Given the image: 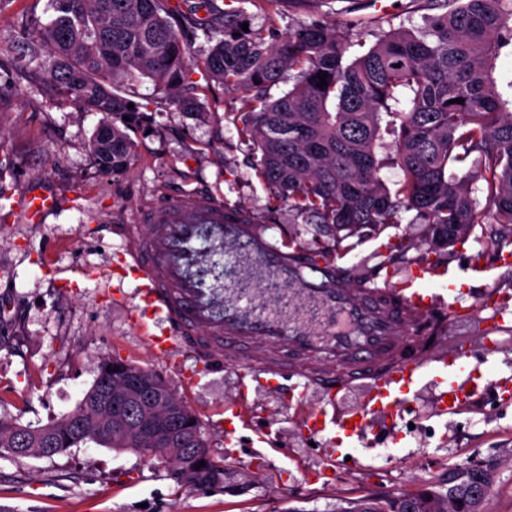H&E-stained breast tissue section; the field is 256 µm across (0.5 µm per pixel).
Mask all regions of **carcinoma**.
I'll list each match as a JSON object with an SVG mask.
<instances>
[{
  "label": "carcinoma",
  "mask_w": 512,
  "mask_h": 512,
  "mask_svg": "<svg viewBox=\"0 0 512 512\" xmlns=\"http://www.w3.org/2000/svg\"><path fill=\"white\" fill-rule=\"evenodd\" d=\"M167 0H50L49 22L25 33L30 60L45 78L85 112L101 115L89 151L104 175L128 172L136 160L128 130L145 114L121 95L145 78L175 99L180 111L200 114L204 103L182 93L186 72L202 65L216 81L242 94L232 123L253 146L254 171L288 199L305 224L343 231L399 223L426 225L424 244L441 248L475 224H512V96L499 91L495 60L512 53V0H436L442 12L416 28L379 34L366 51L327 21L300 25L282 39L242 30L244 11L224 12V23L201 26L214 44L193 55L167 19ZM328 74L321 85L317 74ZM292 75L288 92L272 100L268 88ZM462 98L458 104L455 99ZM129 120H124V117ZM393 136L390 142L384 135ZM384 156H379V152ZM391 164L401 179L390 191L380 170ZM465 168L463 176L451 172ZM482 181L489 209H477L469 178ZM139 381L144 400L169 393L179 425L167 441L151 442L133 428L116 429L102 407L103 391L118 395ZM160 455L191 473L190 450L222 473L191 410L158 374L107 358L75 408L38 428L0 419V449L16 457H51L81 443ZM476 478L459 469L413 492L364 498L338 512H480Z\"/></svg>",
  "instance_id": "1"
}]
</instances>
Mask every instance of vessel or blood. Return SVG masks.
<instances>
[{
  "instance_id": "vessel-or-blood-1",
  "label": "vessel or blood",
  "mask_w": 512,
  "mask_h": 512,
  "mask_svg": "<svg viewBox=\"0 0 512 512\" xmlns=\"http://www.w3.org/2000/svg\"><path fill=\"white\" fill-rule=\"evenodd\" d=\"M57 202L32 189L22 207L37 224ZM94 230L120 241L110 273L136 283L130 318L149 349L192 354L185 387L218 363L239 365L225 432L246 424L252 387L318 394L320 407L298 420L313 435L339 434L340 447L324 451L329 471L343 455L359 464L368 421L399 417L420 387H440L441 413L463 410L479 387L466 362L474 341L512 332V290L490 289L485 301L461 270L430 266L403 283L361 286L334 256L276 236L247 209L205 193L151 204L138 223L119 216ZM352 390L363 391L361 404L337 411L338 394Z\"/></svg>"
}]
</instances>
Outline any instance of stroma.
<instances>
[{"label": "stroma", "instance_id": "35a3bbf8", "mask_svg": "<svg viewBox=\"0 0 512 512\" xmlns=\"http://www.w3.org/2000/svg\"><path fill=\"white\" fill-rule=\"evenodd\" d=\"M253 28L271 25L287 34L315 20L336 23L353 43L370 47L382 30L421 25L430 0H236ZM49 0H11L0 13V417L33 428L70 411L94 383L105 359L133 362L161 375L196 415L203 437L222 466V488L197 491L176 477L161 456L81 444L53 457L0 453V512H338L347 502L409 492L446 476L470 459L493 472L482 512H512V334L481 371L478 395L461 412L434 414V390L424 387L409 403L398 431L381 427L361 472L343 483L323 474V449L296 423L294 411L273 396H251L250 428L233 436L214 426L225 402L236 395L238 369L201 376L184 388L179 370L191 367L184 354L170 360L152 355L130 323L135 285L112 279V239L86 236L92 224L114 213L135 218L158 198L204 191L247 207L264 224L316 252L337 251L360 275L389 264L395 279L410 267L485 265L512 286V265L494 253L495 227L474 225L452 246L422 245L424 225L403 214L379 236L360 234L335 242L316 224H304L288 201H274L257 178L252 155L240 143L229 113L240 93L190 69L184 92L198 96L207 114L179 111L149 80L127 86L126 96L149 116L133 133L137 159L125 174L101 175L88 149L99 117L46 84L37 63L24 56L20 36L32 19L47 20ZM58 194L60 203L40 224L27 223L21 204L28 189ZM406 259L390 261L397 244ZM53 252L58 276L40 266ZM77 290L63 288V280ZM271 426L277 449L256 443L255 428Z\"/></svg>", "mask_w": 512, "mask_h": 512}]
</instances>
